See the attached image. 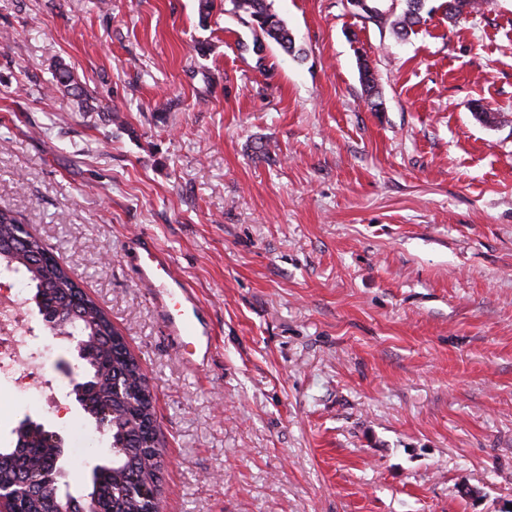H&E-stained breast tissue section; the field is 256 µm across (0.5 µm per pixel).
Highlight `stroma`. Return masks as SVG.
<instances>
[{
    "instance_id": "35a3bbf8",
    "label": "stroma",
    "mask_w": 512,
    "mask_h": 512,
    "mask_svg": "<svg viewBox=\"0 0 512 512\" xmlns=\"http://www.w3.org/2000/svg\"><path fill=\"white\" fill-rule=\"evenodd\" d=\"M407 37L345 0H271L300 56L198 0H0V209L107 313L147 377L162 512H506L512 504V0ZM372 68L367 104L359 62ZM65 63L87 108L53 86ZM498 115L488 124L479 112ZM213 328L188 369L128 237ZM63 415L107 435L51 338Z\"/></svg>"
}]
</instances>
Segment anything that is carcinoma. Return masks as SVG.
Returning <instances> with one entry per match:
<instances>
[{
  "label": "carcinoma",
  "mask_w": 512,
  "mask_h": 512,
  "mask_svg": "<svg viewBox=\"0 0 512 512\" xmlns=\"http://www.w3.org/2000/svg\"><path fill=\"white\" fill-rule=\"evenodd\" d=\"M239 19L251 29L276 43L290 55L300 54L295 38L285 21L272 10L268 0H229ZM425 0H405L402 13L391 21L399 37L408 35L421 23ZM360 78L370 101L377 95L373 73L368 63L360 64ZM55 87L70 94L77 104L87 106L86 90L67 66L55 68ZM20 233V220L9 210L0 209V269L17 271L34 290L32 300L39 314L58 316L67 321L70 335L83 344L84 367L90 379L73 386L72 393L85 412L108 413L111 424L112 459L93 468L88 495L97 498L101 512H149L151 502L143 488L159 484L161 450L156 437V411L153 395L142 394V368L126 342L119 338L112 346L101 337L114 334L112 322L91 298L82 307L71 309L75 282L66 268L42 240L26 233L28 245L14 253L7 243ZM47 429L31 428L22 421L14 429L15 439L0 448V482L11 483L19 475L40 476L63 447L46 436ZM17 512H47L46 497L25 496L16 503Z\"/></svg>",
  "instance_id": "cac0c4a2"
}]
</instances>
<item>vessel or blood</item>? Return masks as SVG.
Segmentation results:
<instances>
[{"instance_id":"obj_1","label":"vessel or blood","mask_w":512,"mask_h":512,"mask_svg":"<svg viewBox=\"0 0 512 512\" xmlns=\"http://www.w3.org/2000/svg\"><path fill=\"white\" fill-rule=\"evenodd\" d=\"M140 283L153 294L157 315L167 336L178 344L211 354L212 338L204 310L191 287L171 268L170 255L146 237L129 244Z\"/></svg>"}]
</instances>
